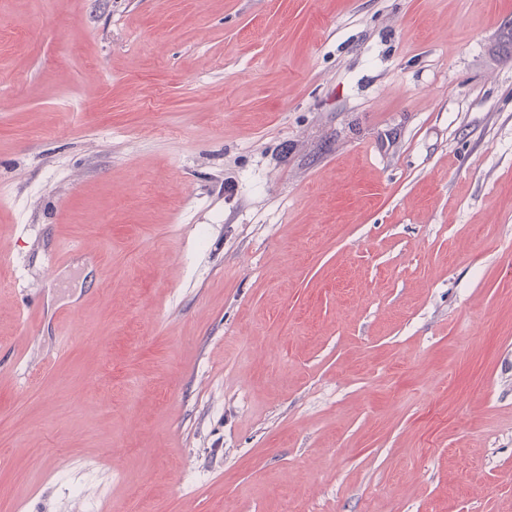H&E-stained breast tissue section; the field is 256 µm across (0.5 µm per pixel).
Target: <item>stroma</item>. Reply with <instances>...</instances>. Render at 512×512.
<instances>
[{
  "instance_id": "stroma-1",
  "label": "stroma",
  "mask_w": 512,
  "mask_h": 512,
  "mask_svg": "<svg viewBox=\"0 0 512 512\" xmlns=\"http://www.w3.org/2000/svg\"><path fill=\"white\" fill-rule=\"evenodd\" d=\"M512 512V0H0V512Z\"/></svg>"
}]
</instances>
